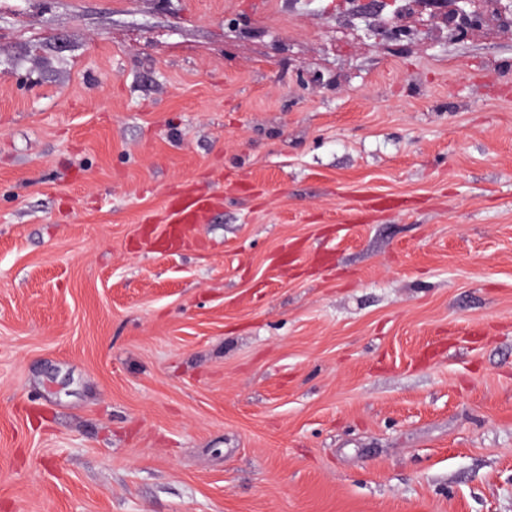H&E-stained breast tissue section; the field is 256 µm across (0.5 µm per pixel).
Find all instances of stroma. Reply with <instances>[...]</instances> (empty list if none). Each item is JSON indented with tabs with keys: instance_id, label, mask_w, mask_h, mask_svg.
Segmentation results:
<instances>
[{
	"instance_id": "obj_1",
	"label": "stroma",
	"mask_w": 512,
	"mask_h": 512,
	"mask_svg": "<svg viewBox=\"0 0 512 512\" xmlns=\"http://www.w3.org/2000/svg\"><path fill=\"white\" fill-rule=\"evenodd\" d=\"M358 5L0 0V512H512V32ZM399 21L398 16L392 14L382 20L380 24L369 28L366 34L369 38H374L375 40L397 41L406 34V30Z\"/></svg>"
}]
</instances>
